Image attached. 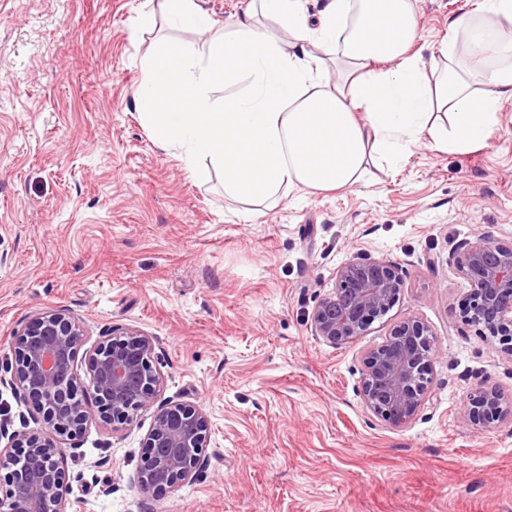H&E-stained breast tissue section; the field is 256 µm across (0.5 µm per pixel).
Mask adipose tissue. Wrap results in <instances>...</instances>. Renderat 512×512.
Masks as SVG:
<instances>
[{"label": "adipose tissue", "mask_w": 512, "mask_h": 512, "mask_svg": "<svg viewBox=\"0 0 512 512\" xmlns=\"http://www.w3.org/2000/svg\"><path fill=\"white\" fill-rule=\"evenodd\" d=\"M172 27L205 38L202 55L174 41L145 57L134 106L190 175L224 178L225 193L263 202L282 192L346 189L371 161L396 163L431 140L444 153L487 143L512 99V0H480V20L454 18L463 47L424 64L414 0H249L224 24L199 0H163ZM278 20L282 45L261 26ZM232 95L216 99L217 86Z\"/></svg>", "instance_id": "adipose-tissue-1"}]
</instances>
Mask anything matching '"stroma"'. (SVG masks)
Masks as SVG:
<instances>
[{"label": "stroma", "mask_w": 512, "mask_h": 512, "mask_svg": "<svg viewBox=\"0 0 512 512\" xmlns=\"http://www.w3.org/2000/svg\"><path fill=\"white\" fill-rule=\"evenodd\" d=\"M477 3L418 0L424 59ZM161 40L204 51L159 0H0V417L18 429L30 412L2 380L14 336L63 307L88 347L113 327L156 336L163 399L210 422L204 467L145 495L131 477L154 408L115 433L86 401L64 454L77 512H512V424L458 418L481 383L512 390V358L461 322L467 285L448 265L474 232L512 242V100L486 146H414L354 187L250 204L219 172L191 178L135 111ZM360 250L399 263L404 288L334 348L310 314ZM408 317L440 354L425 407L392 429L362 404L360 355Z\"/></svg>", "instance_id": "stroma-1"}]
</instances>
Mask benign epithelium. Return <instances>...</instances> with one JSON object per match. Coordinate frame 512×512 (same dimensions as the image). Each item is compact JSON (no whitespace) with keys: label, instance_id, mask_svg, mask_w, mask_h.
I'll return each mask as SVG.
<instances>
[{"label":"benign epithelium","instance_id":"7a95c632","mask_svg":"<svg viewBox=\"0 0 512 512\" xmlns=\"http://www.w3.org/2000/svg\"><path fill=\"white\" fill-rule=\"evenodd\" d=\"M448 264L468 283L462 322L496 340L512 359V243L477 232L457 246ZM403 288L397 263L356 252L337 268L335 288L313 309V335L334 348L353 343L394 306ZM84 336L83 322L61 308L34 314L15 336L9 383L34 404L54 438L26 425L12 431L0 424V512H71L63 445L87 428V396L114 431L157 405L132 477L142 493L171 491L205 463L207 414L184 402H157L163 387L157 337L132 327L107 331L85 352L84 383L75 366ZM437 353L424 322L407 318L395 324L382 343L361 354L359 395L366 409L388 427L409 426L429 399ZM458 414L471 426L512 424V391L482 383Z\"/></svg>","mask_w":512,"mask_h":512}]
</instances>
